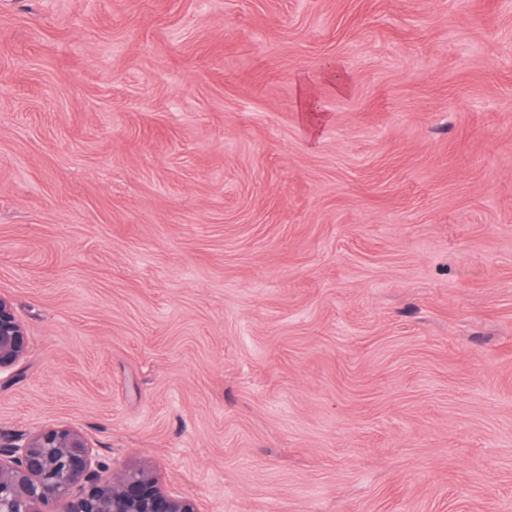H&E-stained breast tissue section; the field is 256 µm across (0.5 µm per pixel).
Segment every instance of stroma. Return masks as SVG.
I'll use <instances>...</instances> for the list:
<instances>
[{"mask_svg": "<svg viewBox=\"0 0 512 512\" xmlns=\"http://www.w3.org/2000/svg\"><path fill=\"white\" fill-rule=\"evenodd\" d=\"M0 294L2 435L198 512H512V0H0ZM27 349L25 328L8 297L0 295V380L24 357Z\"/></svg>", "mask_w": 512, "mask_h": 512, "instance_id": "obj_1", "label": "stroma"}]
</instances>
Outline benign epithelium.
I'll list each match as a JSON object with an SVG mask.
<instances>
[{
  "label": "benign epithelium",
  "instance_id": "1",
  "mask_svg": "<svg viewBox=\"0 0 512 512\" xmlns=\"http://www.w3.org/2000/svg\"><path fill=\"white\" fill-rule=\"evenodd\" d=\"M27 349L11 299L0 295V374ZM0 512H197L148 468H115L98 459L80 430L44 426L0 437Z\"/></svg>",
  "mask_w": 512,
  "mask_h": 512
}]
</instances>
